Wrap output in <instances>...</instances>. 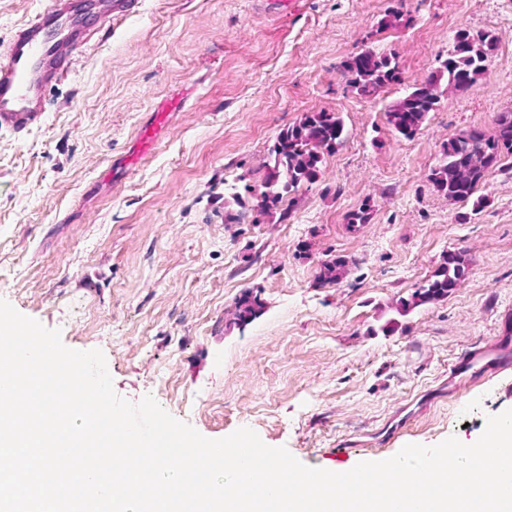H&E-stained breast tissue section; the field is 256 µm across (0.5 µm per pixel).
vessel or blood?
I'll list each match as a JSON object with an SVG mask.
<instances>
[{
  "instance_id": "b4317fda",
  "label": "vessel or blood",
  "mask_w": 512,
  "mask_h": 512,
  "mask_svg": "<svg viewBox=\"0 0 512 512\" xmlns=\"http://www.w3.org/2000/svg\"><path fill=\"white\" fill-rule=\"evenodd\" d=\"M136 0H50L12 32L0 50V128L22 135L41 124L45 91L67 76L77 53L92 31L82 22L84 13L96 16L100 26L130 15ZM512 369V335L463 352L450 366L452 377L472 381Z\"/></svg>"
}]
</instances>
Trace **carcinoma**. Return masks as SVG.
<instances>
[{
  "label": "carcinoma",
  "mask_w": 512,
  "mask_h": 512,
  "mask_svg": "<svg viewBox=\"0 0 512 512\" xmlns=\"http://www.w3.org/2000/svg\"><path fill=\"white\" fill-rule=\"evenodd\" d=\"M456 37L463 40L462 52L450 55L440 69L421 85L406 93L386 111L391 130L406 138L420 131L434 102L429 95L441 96L442 81L457 92L471 90L488 72L493 52L500 40L492 31L460 30ZM340 71L347 86L361 96H370L380 89L400 81L396 53L365 48L343 61ZM348 135L343 118L336 112H305L296 121L281 129L269 148L270 163L258 192L257 207L262 213L280 212L279 219L288 218V210H279L285 199L304 184L315 183L325 156L336 151ZM512 154V109L496 115L491 130H475L467 135L460 132L443 146L441 163L432 169L428 180L435 191L450 202H466L475 192L486 173L501 161L503 152ZM246 217V202L234 183H224V222H241ZM470 262L465 251L450 252L411 299L401 302L405 310L448 297L467 279ZM348 274L347 263L332 258L321 264L317 280L338 284ZM265 307L260 295L248 290L239 297L235 317L240 325L262 314Z\"/></svg>",
  "instance_id": "carcinoma-1"
}]
</instances>
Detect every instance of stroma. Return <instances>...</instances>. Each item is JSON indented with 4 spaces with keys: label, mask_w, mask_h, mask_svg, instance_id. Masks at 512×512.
<instances>
[{
    "label": "stroma",
    "mask_w": 512,
    "mask_h": 512,
    "mask_svg": "<svg viewBox=\"0 0 512 512\" xmlns=\"http://www.w3.org/2000/svg\"><path fill=\"white\" fill-rule=\"evenodd\" d=\"M392 9L399 27H382ZM464 29L498 33L491 71L441 94L414 137L392 132L388 105ZM366 47L397 54L402 84L347 90L339 66ZM507 109L512 0H138L48 88L40 127L0 129V299L67 347L101 350L118 395H153L208 438L248 427L329 471L478 439L512 409V370L461 385L448 369L512 310V159L472 202H448L428 176L450 137ZM320 110L348 136L288 220L225 223V182L259 186L278 132ZM363 207L367 223L348 224ZM462 249L466 282L401 311ZM333 257L348 276L319 283ZM248 290L265 309L241 326Z\"/></svg>",
    "instance_id": "stroma-1"
}]
</instances>
